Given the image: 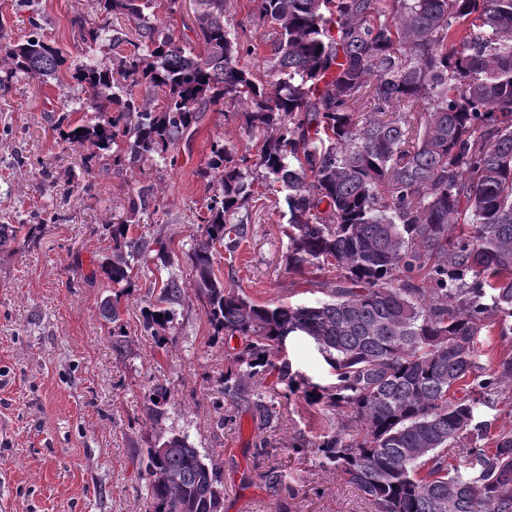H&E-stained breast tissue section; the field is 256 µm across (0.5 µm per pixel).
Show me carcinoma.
Here are the masks:
<instances>
[{
	"instance_id": "cac0c4a2",
	"label": "carcinoma",
	"mask_w": 512,
	"mask_h": 512,
	"mask_svg": "<svg viewBox=\"0 0 512 512\" xmlns=\"http://www.w3.org/2000/svg\"><path fill=\"white\" fill-rule=\"evenodd\" d=\"M100 4L103 26L72 25L88 47L108 34L111 60L68 55L31 17L24 40L0 47V90L62 71L83 84L94 116L65 112L57 125L92 149L88 173L107 154L119 170L165 158L216 106L240 113L257 153L211 144L198 171L211 192L204 240L186 254L215 332L245 341L224 395L269 425L281 392L244 377L275 372L284 391L336 411L340 426L296 452L342 469L376 512H512V429L492 448L462 449L475 477L448 462L474 394L512 401V354L486 369L473 351L484 329L512 334V0H258L262 43L227 27L228 0H194L192 43L157 16L180 0ZM259 55L263 70L241 64ZM256 181L287 191L288 268L336 272L321 305H259L215 276L217 247L244 234L228 218ZM157 194L140 186L125 217L102 226L114 324L135 266L152 252L169 259L165 242L134 230ZM183 293L173 277L162 283L144 312L151 335L173 323ZM297 331L335 371L313 397L275 363ZM146 457V512H221L222 481L187 437H162Z\"/></svg>"
}]
</instances>
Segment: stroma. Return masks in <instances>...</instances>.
Wrapping results in <instances>:
<instances>
[{
    "label": "stroma",
    "mask_w": 512,
    "mask_h": 512,
    "mask_svg": "<svg viewBox=\"0 0 512 512\" xmlns=\"http://www.w3.org/2000/svg\"><path fill=\"white\" fill-rule=\"evenodd\" d=\"M34 14L45 39L71 52L82 47L74 16L92 27L104 21L98 0H29L23 7L0 0V44L23 39ZM86 98L65 71L0 91V225L34 227L33 237L0 244V512H145V450L173 433L187 435L217 471L223 512H374L342 471L297 451L335 428V411L296 394L282 401L277 426L266 429L246 401L224 397V375L242 342L215 335L186 255L202 238L197 216L207 193L196 171L212 141L242 149L254 138L218 106L171 162L88 174L53 122L64 109L81 119ZM143 184L157 188L159 210L142 215L138 231L167 242L170 260L151 255L141 263L121 299L126 338L118 350L102 310L112 289L97 230ZM286 211L282 194L272 193L232 216L246 236L237 248L220 249L214 272L257 303L315 307L334 276L289 269ZM170 276L185 294L160 339L145 331L143 312ZM282 357L311 383L334 380L303 333L285 339ZM158 385L170 398L154 419L146 405ZM271 470L278 482L267 480Z\"/></svg>",
    "instance_id": "35a3bbf8"
}]
</instances>
